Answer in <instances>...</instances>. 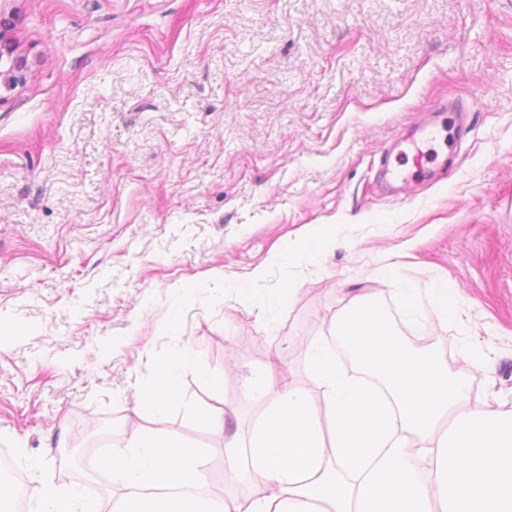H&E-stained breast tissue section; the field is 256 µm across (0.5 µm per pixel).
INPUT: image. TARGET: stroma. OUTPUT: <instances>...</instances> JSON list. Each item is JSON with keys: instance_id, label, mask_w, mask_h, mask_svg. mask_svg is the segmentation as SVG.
<instances>
[{"instance_id": "stroma-1", "label": "stroma", "mask_w": 512, "mask_h": 512, "mask_svg": "<svg viewBox=\"0 0 512 512\" xmlns=\"http://www.w3.org/2000/svg\"><path fill=\"white\" fill-rule=\"evenodd\" d=\"M0 39L22 64L0 88V449L24 486L119 497L71 451L121 447L183 356L164 428L246 498L224 433L185 411L209 400L196 365L246 432L247 377L273 356L279 388L313 390L303 345L351 298L512 410V0H0ZM452 99L476 104L465 130L427 175L403 163L409 196L378 194L381 156ZM321 224L336 245L313 259ZM388 255L398 280H447L456 321L408 323L374 275ZM258 266L253 294L292 287L269 322L241 296Z\"/></svg>"}]
</instances>
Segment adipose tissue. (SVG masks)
Masks as SVG:
<instances>
[{
    "label": "adipose tissue",
    "mask_w": 512,
    "mask_h": 512,
    "mask_svg": "<svg viewBox=\"0 0 512 512\" xmlns=\"http://www.w3.org/2000/svg\"><path fill=\"white\" fill-rule=\"evenodd\" d=\"M396 294L405 313L430 305L457 317L447 282ZM330 331L306 349L317 396L278 390L266 372L248 379L262 412L246 437L225 439L224 455L253 491L225 499L221 512H512V411L472 404L470 379L445 353L404 343L380 302L349 301ZM340 348L354 373L339 364ZM184 364L162 368L139 425L103 461L125 488L115 512H209L190 493L203 482L198 449L163 429ZM159 487L170 495L148 497ZM33 496L39 512H105L76 491Z\"/></svg>",
    "instance_id": "adipose-tissue-1"
}]
</instances>
